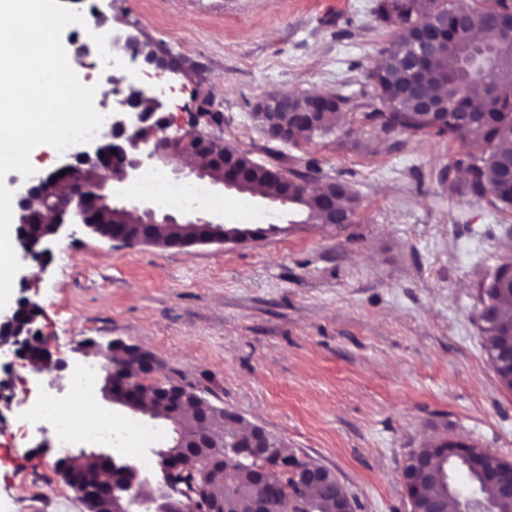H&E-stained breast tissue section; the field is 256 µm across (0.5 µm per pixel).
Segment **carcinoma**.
Instances as JSON below:
<instances>
[{"mask_svg":"<svg viewBox=\"0 0 512 512\" xmlns=\"http://www.w3.org/2000/svg\"><path fill=\"white\" fill-rule=\"evenodd\" d=\"M512 11V0H476L461 18L455 9L447 6V0H378L376 12L389 26L395 27L388 46L383 49L386 58L384 65L370 73L373 81V98L379 106L370 112L362 113V119L376 132L380 142H386L399 134L436 136L446 135L463 144L479 143L483 146L479 155L462 154L453 167L464 173L462 182L455 190L473 199H483L492 195V202L501 210L512 209V83L502 81V75L512 73V53L494 50L489 44H474L468 33L480 31L492 34L496 17ZM436 32L430 46L428 67L424 74L417 75L412 61L420 50L422 31ZM490 85L505 89L495 98L485 95L476 99L478 90L486 91ZM431 92L448 101L446 121L440 125L419 111L420 93ZM347 99L336 95L326 99L317 98L315 93L299 96L290 105L286 120L288 133L293 143L309 140L316 133L329 129L331 118L338 115ZM224 154L235 159L237 169L249 182L248 189L260 191L266 197H277L288 192V197L297 201L298 214L302 224L325 223L326 203L336 199V212H355L358 199L349 187L338 181L324 184L323 191H312L301 195L300 188L306 187L308 174L276 167L263 166L252 170V159L246 154L224 147ZM96 231L106 235L112 231L125 232L135 236L172 241L179 248L201 243L207 230L202 228L127 227L113 224L103 213L95 215ZM481 332L489 360L501 385L512 390V360L502 354L512 348V319L502 315V307L512 305V261L500 264L485 289L481 299ZM105 358L123 366L127 372L147 370L154 356L140 347L123 341L108 343ZM206 399L189 391L182 403L179 415H172L163 407L151 412L153 417H164L174 426L173 433L183 440L195 434L194 425H185L184 416L194 415ZM213 446L186 457L179 447H169L189 465L187 477L207 467L215 455H225L226 448L245 437L246 429H225L224 419L228 413L217 406H211ZM474 451V447L463 444L450 446L448 441H440L434 450L422 448L421 454L436 459L437 468L429 477L428 483L419 492L407 490L412 512H427L430 502L448 494L440 478L442 462L460 467L459 460H448L451 455ZM99 461L94 458L67 457L58 470L65 481L80 493V500L87 512H112V505L106 500L88 494L78 481L95 470ZM328 488L335 497V503L324 497H310V512H329V508L349 507V499L341 484L328 481ZM228 504L229 512H250L254 496L260 492L253 467L241 463L228 466L224 485L216 488ZM482 497L491 501L496 512H512V501L498 497L491 486L482 489Z\"/></svg>","mask_w":512,"mask_h":512,"instance_id":"carcinoma-1","label":"carcinoma"}]
</instances>
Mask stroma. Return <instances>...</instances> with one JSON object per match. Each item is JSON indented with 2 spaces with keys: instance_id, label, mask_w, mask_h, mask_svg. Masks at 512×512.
I'll use <instances>...</instances> for the list:
<instances>
[{
  "instance_id": "35a3bbf8",
  "label": "stroma",
  "mask_w": 512,
  "mask_h": 512,
  "mask_svg": "<svg viewBox=\"0 0 512 512\" xmlns=\"http://www.w3.org/2000/svg\"><path fill=\"white\" fill-rule=\"evenodd\" d=\"M89 30L133 34L169 67L137 59L138 79L118 67L82 66L74 30L62 41L79 59L95 109L113 87H170L160 110L173 125L190 113L223 114V142L254 161L312 171L349 184L360 200L352 223L295 224L257 194L225 190L162 170L170 184L201 193L196 210L228 227L253 220L265 237L188 248L114 241L81 224L63 228L16 297L38 307L35 326L67 368L35 377L0 348V380L14 391L0 407V512H44L71 489L56 469L67 453L40 447L32 412L44 392L70 407V370L104 364L115 339L154 354L150 380L189 384L211 404L280 438L304 461L335 472L354 512H411L402 472L413 450L462 442L512 461V392L503 389L480 331V294L512 256V211L450 187L463 148L445 137L396 136L378 147L361 119L369 75L393 29L377 0H61ZM320 92L348 102L329 131L299 143L270 139L254 121L274 93ZM448 180H441V173ZM112 416V442L131 463L154 460L167 420L98 398ZM136 421L152 440L128 437Z\"/></svg>"
}]
</instances>
